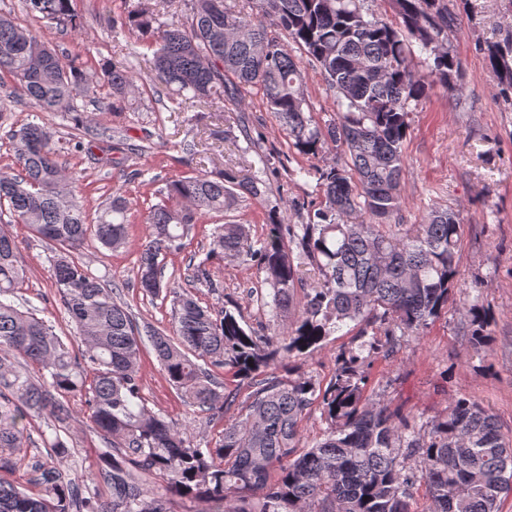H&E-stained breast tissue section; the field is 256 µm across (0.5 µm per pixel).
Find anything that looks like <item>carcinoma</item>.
Instances as JSON below:
<instances>
[{
	"label": "carcinoma",
	"mask_w": 512,
	"mask_h": 512,
	"mask_svg": "<svg viewBox=\"0 0 512 512\" xmlns=\"http://www.w3.org/2000/svg\"><path fill=\"white\" fill-rule=\"evenodd\" d=\"M387 2L392 21L365 0H251L249 12L227 0H187L186 10L167 20L133 10L124 22L152 51L164 89L240 106L242 91L257 88L298 154L316 156L331 144L346 157L315 170L318 197L292 202L305 223L289 224L273 211L258 245L246 225L219 224L205 258L189 260V280L209 288L213 260L253 262L274 308L298 303L300 316L281 335L244 328L235 308L201 305L191 289L163 281L160 261L185 248L197 215L263 196V179L227 169L180 176L167 183V201L149 208L137 281L146 294L171 301L168 335L137 325L117 301L119 289L67 257L91 236L109 250L124 247L126 201L112 197L88 222L51 129L27 123L12 134L17 173L0 177V208L61 252L50 277L80 348L70 349L12 300L27 271L13 236L0 228V449L23 445L31 417L52 429L44 441L49 459L31 464L41 495L6 480L13 463L0 454V512H172L171 493L206 502L210 512H411L419 483L426 512H500L512 492V436L489 410L461 396L446 415L419 425L365 395L371 357L396 355L403 337L424 335L448 312L461 262L459 214L436 209L420 224L395 223L412 105L436 85L462 90L450 41L454 18L447 0ZM23 9L62 29L77 27L72 0H23ZM268 19L285 38L268 32ZM484 53L500 95L512 101V36L487 42ZM305 64L336 94V112L323 123L310 111ZM6 76L30 106L72 113L75 139L112 150V128L87 125L74 106L91 89L89 75L0 12V88ZM102 77L111 95L132 92L123 66L102 68ZM306 261L318 271L314 285L300 277ZM350 323L363 341L336 356L327 385L271 371ZM373 327L384 339L368 336ZM145 345L181 397L224 423L218 439L196 443L147 408L138 368ZM222 370L237 384L219 380ZM77 394L107 447L81 483L67 474L70 448L62 436ZM315 407L328 431L301 450L299 424ZM100 485L112 489V502L100 501Z\"/></svg>",
	"instance_id": "1"
}]
</instances>
